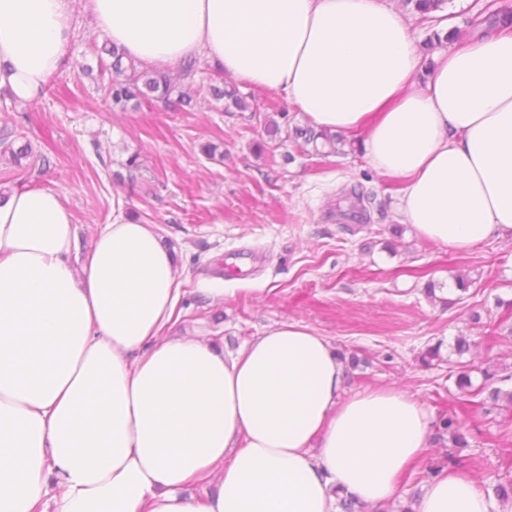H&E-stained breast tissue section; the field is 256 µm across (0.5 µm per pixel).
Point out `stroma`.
Listing matches in <instances>:
<instances>
[{
	"mask_svg": "<svg viewBox=\"0 0 512 512\" xmlns=\"http://www.w3.org/2000/svg\"><path fill=\"white\" fill-rule=\"evenodd\" d=\"M410 26L423 61L434 54L424 43L441 21L466 30L486 6L512 10V0H447L436 17L423 20L401 0H390ZM75 35L66 66L50 79L38 104L0 96V128H18L15 147L30 144L23 165L0 154V185L47 187L60 193L77 227L76 262H84L98 229L121 212L155 225L161 243L182 271L180 321L176 335L207 336L234 352L278 324L297 321L324 336L338 352H359L366 365L345 384L346 395L397 387L417 399L430 422L451 415L473 430L469 447L430 443L424 458L401 479L383 512H399L413 493L426 489L430 464L451 455L454 467L480 484L512 480V405L479 404L455 385L456 362L466 365L473 386L485 367L512 375V341L501 331L512 326V242L488 239L466 252L399 235L396 184L365 160L354 141L340 137L335 154L301 150L287 134L269 136L267 121L302 125L296 106L282 92L245 82L237 87L247 111L228 112L212 97L193 98L189 111L163 102L112 112L96 90V53L107 38L96 27L86 0H74ZM222 144L211 159L201 147ZM137 167H129L130 157ZM369 193L363 219L347 223L351 189ZM259 250L261 260L247 277L224 271L227 254ZM472 282L470 297L444 305L453 277ZM438 301L428 300V284ZM476 341L456 355L455 336ZM441 343L443 360L425 369L416 356Z\"/></svg>",
	"mask_w": 512,
	"mask_h": 512,
	"instance_id": "obj_1",
	"label": "stroma"
}]
</instances>
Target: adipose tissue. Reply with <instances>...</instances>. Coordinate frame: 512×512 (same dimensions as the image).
<instances>
[{"label": "adipose tissue", "mask_w": 512, "mask_h": 512, "mask_svg": "<svg viewBox=\"0 0 512 512\" xmlns=\"http://www.w3.org/2000/svg\"><path fill=\"white\" fill-rule=\"evenodd\" d=\"M73 0H0V92L40 97L74 37ZM145 64L202 56L285 92L319 131L361 134L402 181L419 238L466 251L512 238V32L439 54L427 79L385 0H88ZM60 193L0 195V512H336L379 506L428 447V414L393 388L345 396L329 341L285 322L237 353L167 330L181 274L124 216L86 262ZM216 495L189 494L194 482ZM466 475L416 512H489Z\"/></svg>", "instance_id": "ef3b65f1"}]
</instances>
